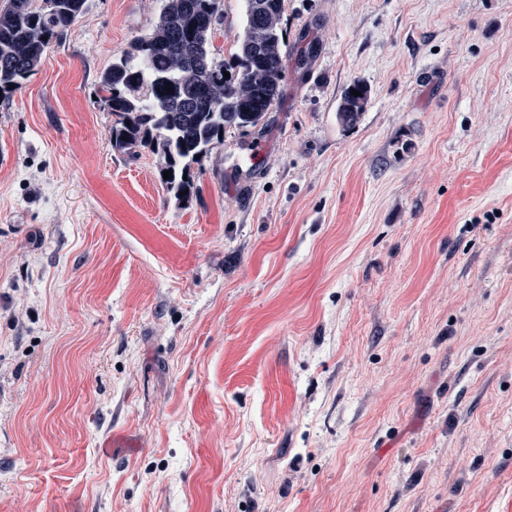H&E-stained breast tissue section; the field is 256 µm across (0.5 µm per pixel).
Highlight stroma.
Instances as JSON below:
<instances>
[{
	"instance_id": "obj_1",
	"label": "stroma",
	"mask_w": 512,
	"mask_h": 512,
	"mask_svg": "<svg viewBox=\"0 0 512 512\" xmlns=\"http://www.w3.org/2000/svg\"><path fill=\"white\" fill-rule=\"evenodd\" d=\"M159 7L0 97V512H512V0H285L185 204L99 102ZM351 89L360 91L361 96L351 95ZM369 101L367 85L355 82L346 87L341 96L337 119L343 126H353L359 119Z\"/></svg>"
}]
</instances>
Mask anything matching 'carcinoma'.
Listing matches in <instances>:
<instances>
[{"instance_id": "carcinoma-1", "label": "carcinoma", "mask_w": 512, "mask_h": 512, "mask_svg": "<svg viewBox=\"0 0 512 512\" xmlns=\"http://www.w3.org/2000/svg\"><path fill=\"white\" fill-rule=\"evenodd\" d=\"M86 0H8L0 9V94L20 90L35 74L51 44L71 34ZM148 34L105 70L99 100L115 116L110 131L119 151L147 147L158 157V176L178 201L197 193L195 156L206 157L229 128H262L281 96L286 43L284 0H245L244 29L235 40L233 72L211 61L223 0H161ZM172 92H166V89ZM360 95L354 96L351 90ZM369 101L367 85L346 87L338 121L352 126ZM187 194H182V191Z\"/></svg>"}]
</instances>
